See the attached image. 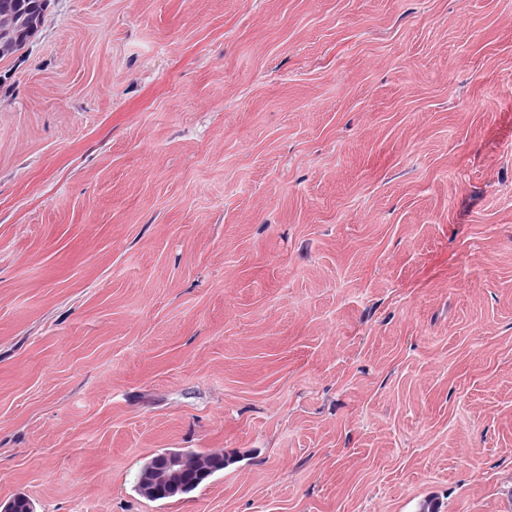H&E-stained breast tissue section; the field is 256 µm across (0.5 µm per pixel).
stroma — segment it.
Wrapping results in <instances>:
<instances>
[{
  "instance_id": "35a3bbf8",
  "label": "stroma",
  "mask_w": 512,
  "mask_h": 512,
  "mask_svg": "<svg viewBox=\"0 0 512 512\" xmlns=\"http://www.w3.org/2000/svg\"><path fill=\"white\" fill-rule=\"evenodd\" d=\"M231 464L137 492L160 449ZM512 512V0H51L0 60V502ZM188 457L196 460L192 477L186 479L179 495H185L195 490L205 479L224 469V455L212 452H186Z\"/></svg>"
}]
</instances>
